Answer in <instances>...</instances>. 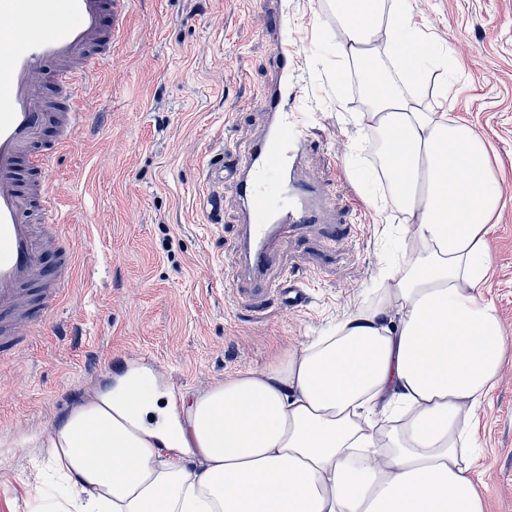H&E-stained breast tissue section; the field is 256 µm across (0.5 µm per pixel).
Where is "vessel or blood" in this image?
<instances>
[{
	"mask_svg": "<svg viewBox=\"0 0 512 512\" xmlns=\"http://www.w3.org/2000/svg\"><path fill=\"white\" fill-rule=\"evenodd\" d=\"M132 0H0V361L23 336L45 322L70 286L74 258L54 233L61 212L51 179L58 151L88 115L79 91L112 61ZM287 23L266 14L277 74L266 88L265 135L244 149L229 147L233 165L209 163L204 182L231 181L242 222L224 258V285L238 303L259 308L267 297L289 309L309 303V283L276 263L274 245L288 229L322 224L335 239L324 193L326 181L299 173L302 156L320 136L313 116L292 110L279 75L294 68L297 42L279 39ZM55 126V137L45 135Z\"/></svg>",
	"mask_w": 512,
	"mask_h": 512,
	"instance_id": "b4317fda",
	"label": "vessel or blood"
}]
</instances>
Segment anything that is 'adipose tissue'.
<instances>
[{
  "instance_id": "ef3b65f1",
  "label": "adipose tissue",
  "mask_w": 512,
  "mask_h": 512,
  "mask_svg": "<svg viewBox=\"0 0 512 512\" xmlns=\"http://www.w3.org/2000/svg\"><path fill=\"white\" fill-rule=\"evenodd\" d=\"M339 86L359 78L360 125L414 252L324 336L202 393L161 403L138 378L42 432L63 490L51 512H484L475 409L502 365L483 298L504 205L489 144L421 107L405 49L410 0H328ZM161 423L148 422L151 413Z\"/></svg>"
}]
</instances>
